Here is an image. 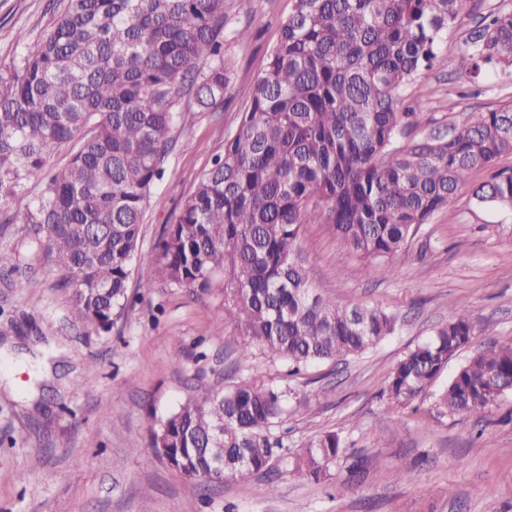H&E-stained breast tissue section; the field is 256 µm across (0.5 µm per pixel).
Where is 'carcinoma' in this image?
<instances>
[{"label": "carcinoma", "mask_w": 512, "mask_h": 512, "mask_svg": "<svg viewBox=\"0 0 512 512\" xmlns=\"http://www.w3.org/2000/svg\"><path fill=\"white\" fill-rule=\"evenodd\" d=\"M467 0H292L250 100L224 150L165 228L139 288L156 276L197 295L224 277V311L241 358L257 347L294 375L376 347L396 317L376 305L339 306L313 287L303 227L325 224L365 275L390 262L477 169L512 155V105L411 135L400 91L442 62L439 48ZM0 64V207L44 181L17 223L62 273L73 321L101 332L129 303L143 218L176 145L186 104H224L226 0H67L46 30L19 35ZM448 64L471 80L512 75V9L490 12ZM64 168L48 171L56 149ZM512 210V172L473 190ZM387 378L389 399L412 403L473 338L466 304ZM512 394V342L475 351L437 395L450 415L475 416ZM290 391L216 380L157 420L151 449L184 477L213 484L266 472L284 458L279 433ZM334 431L293 457L290 473L320 481L341 454Z\"/></svg>", "instance_id": "cac0c4a2"}]
</instances>
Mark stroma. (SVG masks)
I'll return each instance as SVG.
<instances>
[{"mask_svg": "<svg viewBox=\"0 0 512 512\" xmlns=\"http://www.w3.org/2000/svg\"><path fill=\"white\" fill-rule=\"evenodd\" d=\"M512 0H469L440 47L453 57L481 16ZM49 0H0V63L19 51L16 36L47 28ZM234 71L218 112L183 113L176 147L142 224L130 285L152 259L165 224L194 191L199 174L237 126L291 0H228ZM422 100L414 136L439 124L512 103V76L473 83L452 67L423 71L401 92ZM470 184L423 225L387 276H361L342 256L326 225H307L301 250L318 292L341 306L377 304L395 313L397 328L372 350L342 362L309 366L293 381L282 364L254 352L239 359L233 323L214 331L224 283L203 296L156 279L150 293L115 318L110 332L73 326L67 292L29 244L22 225L0 222V512H512V394L477 417L451 416L435 404L468 351L451 359L434 384L403 409L391 403L387 377L409 349L452 316L455 299L473 319V347L512 342V211L478 203ZM23 288H14L15 280ZM93 390L82 387L85 378ZM223 378L290 384L288 447L299 452L333 430L346 451L322 482H301L280 464L275 497L263 475L204 488L171 470L147 446L164 417L202 382Z\"/></svg>", "mask_w": 512, "mask_h": 512, "instance_id": "35a3bbf8", "label": "stroma"}]
</instances>
